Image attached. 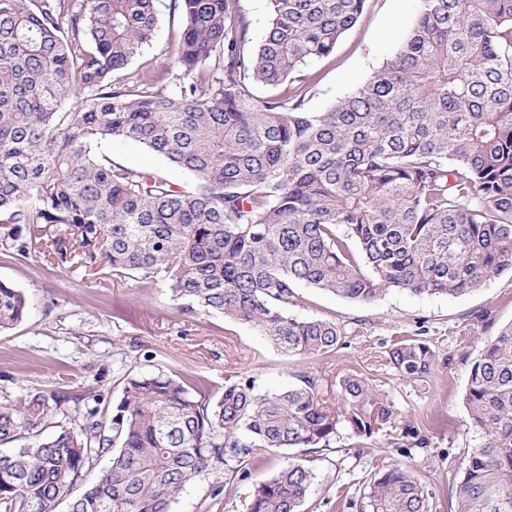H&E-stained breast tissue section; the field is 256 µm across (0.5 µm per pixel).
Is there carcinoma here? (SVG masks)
Listing matches in <instances>:
<instances>
[{
  "label": "carcinoma",
  "instance_id": "cac0c4a2",
  "mask_svg": "<svg viewBox=\"0 0 512 512\" xmlns=\"http://www.w3.org/2000/svg\"><path fill=\"white\" fill-rule=\"evenodd\" d=\"M179 2L174 66L120 86L114 73L151 45L155 0H0L1 249L162 283L181 310L249 324L293 356L347 336L290 314L301 284L371 303L460 296L512 269V0H419L396 53L325 112L304 107L308 68L367 0H268L253 48L241 0ZM248 81L273 94L254 102ZM114 137L194 184L112 161L101 145ZM27 312L0 281V332ZM386 359L416 382L435 353L406 339ZM333 394L308 375L263 393L230 374L216 396L131 366L114 402L37 391L0 403V444L26 440L0 454V512H173L203 473L250 478L261 451L326 448L341 428L412 434L371 379L346 373ZM465 404L486 440L450 495L458 512H512V324L483 342ZM314 478L288 461L252 483L247 512H302ZM430 498L391 467L366 480L362 510L431 512Z\"/></svg>",
  "mask_w": 512,
  "mask_h": 512
}]
</instances>
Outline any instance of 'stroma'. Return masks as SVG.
<instances>
[{
  "label": "stroma",
  "instance_id": "obj_1",
  "mask_svg": "<svg viewBox=\"0 0 512 512\" xmlns=\"http://www.w3.org/2000/svg\"><path fill=\"white\" fill-rule=\"evenodd\" d=\"M157 8L153 43L121 72L120 82L130 84L145 72L172 65L183 16L175 0H158ZM418 10L419 0H367L334 52L312 65L307 109L326 111L364 82L407 37ZM104 151L115 162L163 170L182 184L189 181L132 141L108 140ZM0 280L30 301L25 319L0 334L2 403L35 390L74 396L98 391L114 400L126 369L134 365L145 370L160 365L172 374L202 379L214 392L223 391L231 371L269 393L298 383L303 375L319 378L328 390L349 371L372 379L388 392L399 419L428 438V446H414L392 430L365 440L339 430L329 447L303 455L316 475L304 512H356L365 480L395 465L421 477L434 494L433 512H455L449 492L453 471L464 451L484 441L463 401L471 365L483 338L512 323L510 270L461 297L392 291L360 304L300 286L305 302L292 308L293 316L333 319L348 330L345 346L322 356L286 355L254 327L221 315L180 314L164 286L141 288L132 280L60 266L51 257L0 251ZM408 338L425 341L435 353L425 380H400L386 363L389 346ZM288 460L281 452L258 455L249 463L251 479L243 481L220 469L207 472L185 488L174 512H245L253 480L272 477Z\"/></svg>",
  "mask_w": 512,
  "mask_h": 512
}]
</instances>
